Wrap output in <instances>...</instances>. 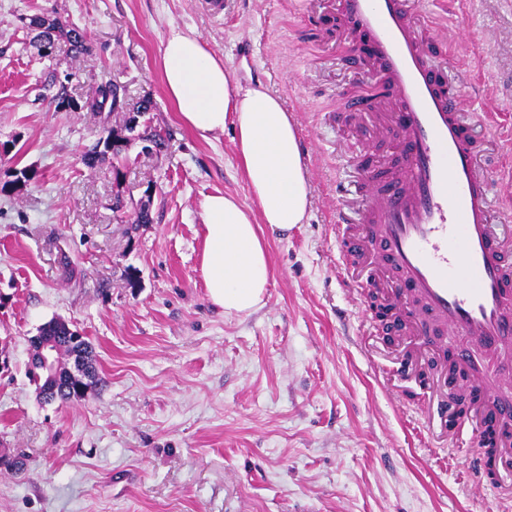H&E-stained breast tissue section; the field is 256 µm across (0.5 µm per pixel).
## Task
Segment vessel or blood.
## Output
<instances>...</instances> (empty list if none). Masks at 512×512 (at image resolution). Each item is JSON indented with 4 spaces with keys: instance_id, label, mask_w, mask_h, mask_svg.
<instances>
[{
    "instance_id": "b4317fda",
    "label": "vessel or blood",
    "mask_w": 512,
    "mask_h": 512,
    "mask_svg": "<svg viewBox=\"0 0 512 512\" xmlns=\"http://www.w3.org/2000/svg\"><path fill=\"white\" fill-rule=\"evenodd\" d=\"M411 0H337L351 40L362 42L376 66L370 84L336 94V109L359 112L389 98L379 135L395 136L399 151L386 166L362 173L365 213L349 250L375 238L379 261L401 272L397 310L420 303L415 324L447 328L458 366L487 408L484 426L512 442V245L492 219L493 183L480 164L484 145L468 131L463 100L446 83L447 67L424 46ZM436 412L448 444L462 439L466 415L450 402Z\"/></svg>"
}]
</instances>
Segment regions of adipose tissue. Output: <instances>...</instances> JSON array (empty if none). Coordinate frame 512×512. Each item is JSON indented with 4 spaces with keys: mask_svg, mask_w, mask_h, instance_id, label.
I'll list each match as a JSON object with an SVG mask.
<instances>
[{
    "mask_svg": "<svg viewBox=\"0 0 512 512\" xmlns=\"http://www.w3.org/2000/svg\"><path fill=\"white\" fill-rule=\"evenodd\" d=\"M162 68L181 121L199 137L223 132L230 121L237 128L242 168L260 217L252 219L232 196H207L200 275L215 306L228 314L251 313L271 279L260 224L285 232L305 223L309 211L310 182L293 119L265 89L232 84L223 62L197 35L171 31Z\"/></svg>",
    "mask_w": 512,
    "mask_h": 512,
    "instance_id": "ef3b65f1",
    "label": "adipose tissue"
}]
</instances>
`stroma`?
Returning a JSON list of instances; mask_svg holds the SVG:
<instances>
[{
    "mask_svg": "<svg viewBox=\"0 0 512 512\" xmlns=\"http://www.w3.org/2000/svg\"><path fill=\"white\" fill-rule=\"evenodd\" d=\"M336 0H0V183L36 180L0 196V512H512V473L475 479L463 447H438L425 416L440 382L393 376L398 353L432 356L413 334L388 343L368 286L337 268L336 202L355 192L354 157L371 130L359 113L324 114L335 94L373 74L335 30L318 25ZM87 26L90 50L56 41L41 57L26 17ZM474 114L489 156L512 149V0H424L415 14ZM316 21V38L305 35ZM199 35L242 87L278 97L295 122L311 183L306 223L263 228L272 278L252 313L226 315L199 274L201 204L221 192L258 212L233 125L202 140L179 121L161 55L171 30ZM109 79L126 100L151 97L159 154L129 150L94 167L85 145L123 128L57 110ZM149 199L152 221L131 227L112 208ZM77 267L69 279L61 263ZM53 318L91 342L99 381L69 403L40 400L27 376L29 339Z\"/></svg>",
    "mask_w": 512,
    "mask_h": 512,
    "instance_id": "1",
    "label": "stroma"
}]
</instances>
